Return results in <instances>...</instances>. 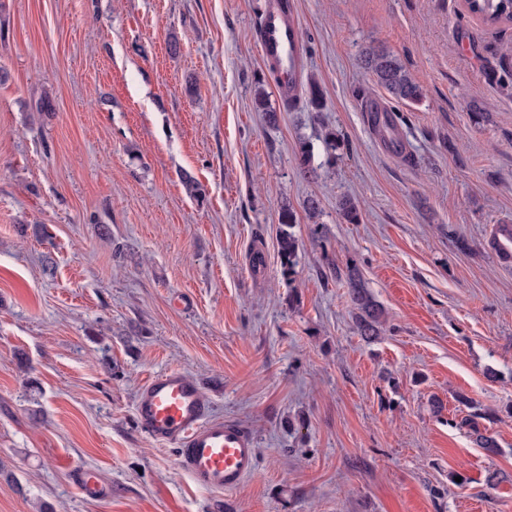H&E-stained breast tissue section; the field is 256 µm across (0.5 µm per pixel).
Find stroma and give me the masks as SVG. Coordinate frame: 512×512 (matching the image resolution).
Masks as SVG:
<instances>
[{
  "instance_id": "obj_1",
  "label": "stroma",
  "mask_w": 512,
  "mask_h": 512,
  "mask_svg": "<svg viewBox=\"0 0 512 512\" xmlns=\"http://www.w3.org/2000/svg\"><path fill=\"white\" fill-rule=\"evenodd\" d=\"M294 3L318 110L304 86L278 97L267 0H0V512H512V265L488 246L512 224V24L462 0ZM370 47L421 103L376 85ZM371 99L403 153L368 127ZM330 258L385 308L377 341ZM167 369L254 436L237 491L198 489L138 427ZM364 65L376 83L395 100L411 104L424 98L423 86L415 80L394 55L383 49L368 48L363 54ZM278 244L283 274L290 278L297 263L298 240L291 231L282 229Z\"/></svg>"
}]
</instances>
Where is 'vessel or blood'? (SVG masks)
<instances>
[{"label":"vessel or blood","instance_id":"1","mask_svg":"<svg viewBox=\"0 0 512 512\" xmlns=\"http://www.w3.org/2000/svg\"><path fill=\"white\" fill-rule=\"evenodd\" d=\"M258 46L264 59L280 66V100L293 104L302 79L304 44L286 0H269L259 25ZM490 246L503 263L512 262V226L498 225ZM134 408L136 422L150 440L179 449V464L197 487L232 492L255 473L254 437L236 422L209 416L204 392L186 372L168 369L149 379Z\"/></svg>","mask_w":512,"mask_h":512}]
</instances>
